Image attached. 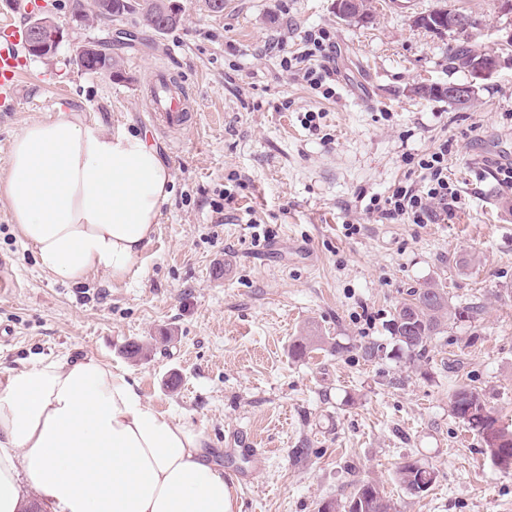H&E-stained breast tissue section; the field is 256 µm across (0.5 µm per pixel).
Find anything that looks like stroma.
I'll list each match as a JSON object with an SVG mask.
<instances>
[{"instance_id": "stroma-1", "label": "stroma", "mask_w": 512, "mask_h": 512, "mask_svg": "<svg viewBox=\"0 0 512 512\" xmlns=\"http://www.w3.org/2000/svg\"><path fill=\"white\" fill-rule=\"evenodd\" d=\"M226 2L215 17L184 0L180 25L160 36L137 13L75 24L73 0H53L68 36L51 59H28L20 104L0 111V172L26 124L80 112L146 136L173 181L140 274L121 283L44 275L0 198V324L14 330L0 338V376L89 356L122 369L148 403L204 432L210 460L250 473L238 512H321L365 481L392 512H512V468L493 463L449 403L458 387L476 389L512 426V190L492 176L512 161V63L464 108L415 91L466 81L449 68V48L500 49L512 16L499 0H370L372 21L356 26L337 18L335 0ZM444 6L477 27L439 35L415 24ZM321 29L335 45L328 99L280 65ZM88 41L120 60L121 78L76 67ZM159 69L195 108L177 130L144 123ZM309 112L321 115L317 130L304 124ZM443 146L461 196L447 220L367 212L371 198L418 181L409 156ZM468 253L478 263L460 266ZM434 281L475 313L412 362L389 321ZM309 329L325 349L294 355ZM373 340L385 350L365 357ZM134 342L148 347L136 361L126 355ZM334 343L340 354L328 352ZM245 441L267 450L262 468ZM408 458L437 472L419 497L395 478Z\"/></svg>"}]
</instances>
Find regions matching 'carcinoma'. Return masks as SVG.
I'll return each mask as SVG.
<instances>
[{
	"mask_svg": "<svg viewBox=\"0 0 512 512\" xmlns=\"http://www.w3.org/2000/svg\"><path fill=\"white\" fill-rule=\"evenodd\" d=\"M117 17L139 13L147 25L158 33L169 31L179 22L168 15L164 0H112ZM476 50L459 44L448 54V64L461 71L469 66ZM473 307L455 304L448 292L437 284H429L410 292V298L394 310L390 323L392 339L398 349L415 361L424 357L432 340L445 332L450 325L472 318ZM451 411L467 427L477 433L493 463L504 469L512 467V430L499 423L487 408L482 395L471 388L455 390L450 397ZM398 483L412 495L426 492L436 481L437 473L415 461L402 462L396 471ZM391 503L379 486L372 482L361 483L349 500L330 503L323 512H391Z\"/></svg>",
	"mask_w": 512,
	"mask_h": 512,
	"instance_id": "obj_1",
	"label": "carcinoma"
}]
</instances>
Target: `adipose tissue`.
Here are the masks:
<instances>
[{
    "mask_svg": "<svg viewBox=\"0 0 512 512\" xmlns=\"http://www.w3.org/2000/svg\"><path fill=\"white\" fill-rule=\"evenodd\" d=\"M171 173L145 138L74 112L25 125L0 198L47 276H137ZM201 430L155 409L94 357L47 361L0 388V512H237Z\"/></svg>",
    "mask_w": 512,
    "mask_h": 512,
    "instance_id": "1",
    "label": "adipose tissue"
}]
</instances>
